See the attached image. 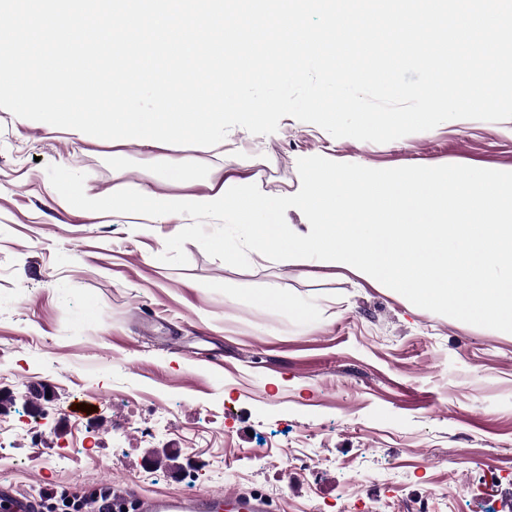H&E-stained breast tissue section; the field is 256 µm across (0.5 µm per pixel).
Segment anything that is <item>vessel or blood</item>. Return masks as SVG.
Listing matches in <instances>:
<instances>
[{
    "label": "vessel or blood",
    "instance_id": "vessel-or-blood-1",
    "mask_svg": "<svg viewBox=\"0 0 512 512\" xmlns=\"http://www.w3.org/2000/svg\"><path fill=\"white\" fill-rule=\"evenodd\" d=\"M133 505L134 512H268L267 504L259 498L233 492L205 494L194 497L159 495L128 499L113 497L110 512H119L125 505ZM36 504L27 497L17 496L8 486H0V512H34Z\"/></svg>",
    "mask_w": 512,
    "mask_h": 512
}]
</instances>
